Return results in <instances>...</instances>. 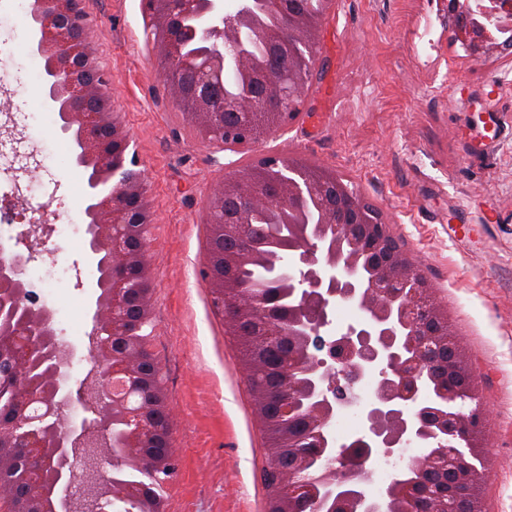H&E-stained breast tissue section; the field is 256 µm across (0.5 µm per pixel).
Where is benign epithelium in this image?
<instances>
[{
  "instance_id": "1",
  "label": "benign epithelium",
  "mask_w": 512,
  "mask_h": 512,
  "mask_svg": "<svg viewBox=\"0 0 512 512\" xmlns=\"http://www.w3.org/2000/svg\"><path fill=\"white\" fill-rule=\"evenodd\" d=\"M148 10L166 5L168 16H202L200 26L208 46L200 63L182 58L181 46L171 26L154 31V42L164 62L163 80L177 101L179 73H194L196 105L210 98L224 99L222 74L225 61L237 56L241 31L255 25L259 12H270L279 0H240L237 10H224V0H143ZM83 0H32L30 15L39 26L38 53L44 59L46 94L59 104L62 129L75 131L79 152L76 161L94 168L98 184L88 188L83 213L88 219V249L92 260L105 255L112 276L101 288L91 314V330L81 347L56 338L53 311L38 304L24 277L34 259L33 246L46 242L49 224H28L15 244L0 242V347H7L13 371L28 378L17 412L0 417V435L17 439L26 457L12 463V477L0 480V501L13 504L19 494L44 512H78L85 506L94 512L112 500V482L98 476L90 485L77 484L75 463L90 452L109 448L107 433L112 421L126 427L123 455L135 460L142 439L151 434L142 420V409L130 401L143 383L138 359L129 346L120 354L112 349V338L127 336V294L150 287V274L132 282L124 273L130 258L127 239L132 224L151 223L146 177L138 170L132 139L111 112L108 95L111 79L90 63L96 48L90 36ZM451 36L471 60L483 63L494 55L512 54V0H453ZM481 15L484 21L475 19ZM293 67L276 73L261 90H251L250 77L268 70L271 59H241L239 71L244 91L232 106L216 112L185 110L192 122L202 120L200 132L208 142L236 152L252 146L257 137L248 129L250 118L265 112L268 102H277L279 128L285 129L300 113L303 99L318 73L316 54L300 26L288 39ZM261 166L278 174L281 187L268 188L255 170L241 167L230 173L209 196L205 223H210L212 202L230 191L238 192L248 208L278 211L291 230L283 246L276 272L288 277L295 288L298 306L288 322V331L277 325L267 329L259 343L277 346L288 334L301 340L299 356L288 358V374L298 363L308 362V383L291 381L282 413L292 416L298 397L308 400L309 417L318 431L302 439L303 455L327 454L331 476L316 493L305 472L288 471L280 477L281 495L289 501L313 506V512H334L347 500L350 512H455L454 502L441 501L434 509L419 492L427 475L448 470L462 460L467 472L457 484L469 486L482 474L485 460L474 440L484 434L486 406L477 397L475 405L463 408L457 397L435 382V353L451 338L431 335L429 316L441 300L421 278L419 270L393 275L390 268L363 259L356 225L341 219L306 224L298 201L307 197L311 183L297 163L281 154L258 159ZM348 207L360 217L369 240L377 250L391 246V231L380 217L364 215L358 203L363 198L348 187ZM343 300L362 313L356 324L328 332L329 313ZM85 363V376L73 374L74 364ZM367 376L375 388L363 414L364 429L341 444L331 426L352 403L355 379ZM119 381L122 390L113 383ZM423 448L413 460L414 478L395 483L379 497L366 490L373 478L367 462L379 449L390 456L402 448Z\"/></svg>"
}]
</instances>
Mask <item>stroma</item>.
I'll list each match as a JSON object with an SVG mask.
<instances>
[{"label":"stroma","instance_id":"35a3bbf8","mask_svg":"<svg viewBox=\"0 0 512 512\" xmlns=\"http://www.w3.org/2000/svg\"><path fill=\"white\" fill-rule=\"evenodd\" d=\"M110 103L129 131L151 200V349L163 376L176 471L166 512H264L267 448L235 339L205 263V206L231 165L266 153L333 172L380 209L444 304L481 396L484 512H512V56L474 64L448 29V0H332L322 65L298 117L232 153L188 125L161 78L140 0H85ZM25 16L0 24V111L30 120L24 145L72 150L35 81L42 71ZM86 172L73 158L26 174L27 193L72 212ZM95 279L38 289L41 303L90 331Z\"/></svg>","mask_w":512,"mask_h":512}]
</instances>
